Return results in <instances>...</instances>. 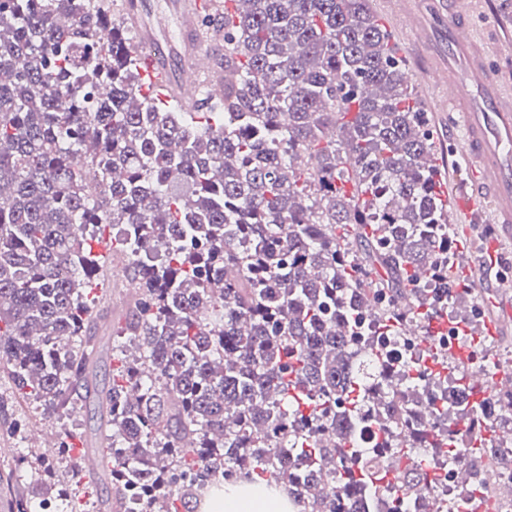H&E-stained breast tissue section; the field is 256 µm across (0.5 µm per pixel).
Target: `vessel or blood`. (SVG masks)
Wrapping results in <instances>:
<instances>
[{"instance_id": "vessel-or-blood-1", "label": "vessel or blood", "mask_w": 512, "mask_h": 512, "mask_svg": "<svg viewBox=\"0 0 512 512\" xmlns=\"http://www.w3.org/2000/svg\"><path fill=\"white\" fill-rule=\"evenodd\" d=\"M211 9L209 0H123V21L134 34L137 69L147 76L159 99L176 101L185 112H197L200 77H207L211 98L223 94L224 79L214 68L212 52L201 41L198 22ZM448 14V56L466 57L463 74L444 77L443 104L448 125L461 134L459 151L470 173L468 211L492 206L500 237H512V88L500 86L489 63L485 40L469 30L470 0H443ZM512 322V303L505 294L491 298L481 325L484 335L499 334L500 321ZM476 391L512 390V371L473 373Z\"/></svg>"}]
</instances>
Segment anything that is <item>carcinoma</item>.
Masks as SVG:
<instances>
[{
	"instance_id": "1",
	"label": "carcinoma",
	"mask_w": 512,
	"mask_h": 512,
	"mask_svg": "<svg viewBox=\"0 0 512 512\" xmlns=\"http://www.w3.org/2000/svg\"><path fill=\"white\" fill-rule=\"evenodd\" d=\"M240 2L202 22L224 34V98L203 87V110L182 112L143 92L112 0H0V377L54 413L97 402L105 512H180L258 479L300 512H393L384 483L427 496L441 457L502 467L487 421L431 428V452L389 470L413 457L396 382L421 366L389 372L367 326L396 336L474 294L448 272L434 143L391 32L370 0ZM109 225L136 353L112 357L104 391L87 370ZM423 340L429 375L447 376ZM458 379L455 407L483 409ZM494 412L512 421V393ZM474 489L433 512L496 506L498 485Z\"/></svg>"
}]
</instances>
